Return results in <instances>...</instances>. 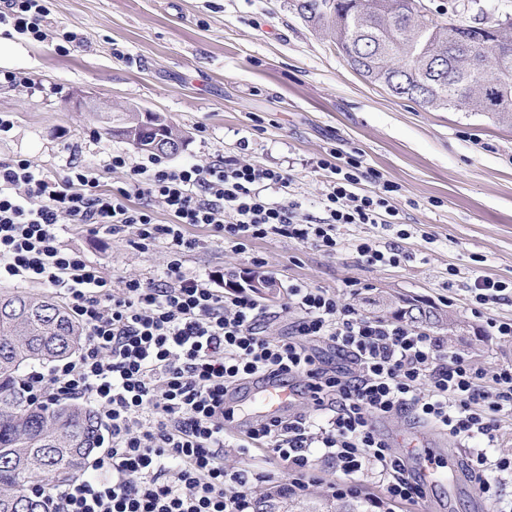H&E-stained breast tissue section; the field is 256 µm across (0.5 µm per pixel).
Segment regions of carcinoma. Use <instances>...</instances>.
<instances>
[{"label":"carcinoma","instance_id":"cac0c4a2","mask_svg":"<svg viewBox=\"0 0 512 512\" xmlns=\"http://www.w3.org/2000/svg\"><path fill=\"white\" fill-rule=\"evenodd\" d=\"M324 2L295 0L294 7L312 29L344 44L349 65L370 81L427 110L454 108L512 127V91L500 95L494 77L459 65L481 55L483 44L512 46V14L497 21L502 30L496 34L451 17L445 24L424 19L416 0H363L357 16L348 0L325 16ZM141 116L108 115L103 130L124 140L113 125L128 126ZM408 318L429 327L442 323L431 306ZM84 336V326L54 298L0 289V512H45L44 500L31 488L57 486L84 471L102 445L103 429L92 408L35 406L20 384L25 370L71 357Z\"/></svg>","mask_w":512,"mask_h":512}]
</instances>
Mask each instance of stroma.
I'll list each match as a JSON object with an SVG mask.
<instances>
[{
  "label": "stroma",
  "instance_id": "1",
  "mask_svg": "<svg viewBox=\"0 0 512 512\" xmlns=\"http://www.w3.org/2000/svg\"><path fill=\"white\" fill-rule=\"evenodd\" d=\"M49 25L77 32L82 45L65 56L52 41L18 36L22 52L9 68L35 84L0 83V114L13 123L0 136V161L22 155L55 177L70 161L88 162L103 189L119 186L124 174L108 168L111 153L126 152L134 162L143 153L102 132L94 113L78 111L81 95L115 114L135 107L165 116L186 136L184 149L167 158L172 165L230 156L290 168L295 199L315 217L323 214L326 182L316 161L332 149L358 155L363 170L399 185L394 198L405 237L346 224L338 230L346 245L333 255L280 236L238 251L210 228L190 226L194 246L184 254V272L231 279L262 258L258 268L277 285V301L267 307L271 336L287 335L294 319L285 308L289 283L343 300L354 282L362 313L391 320L403 299H417L447 313V325L432 333L449 350L490 371L512 365V338L493 336L487 326L491 318L512 319V298L489 301L476 316L471 290L479 276L512 285V128L455 109L426 111L366 80L334 39L311 31L291 0H52ZM64 237L116 280L157 278L166 265L163 245L143 254L77 226ZM364 241L383 251L399 247L407 258L397 266L368 263L355 250ZM377 428L395 450L410 436L443 456L467 454L443 432L412 427L404 414L380 419ZM224 463L265 472L266 482L253 489L257 498L287 478L261 447L225 449ZM484 505L460 471L454 488H433L396 512H482Z\"/></svg>",
  "mask_w": 512,
  "mask_h": 512
}]
</instances>
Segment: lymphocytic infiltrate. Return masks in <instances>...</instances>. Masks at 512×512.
<instances>
[{
  "label": "lymphocytic infiltrate",
  "mask_w": 512,
  "mask_h": 512,
  "mask_svg": "<svg viewBox=\"0 0 512 512\" xmlns=\"http://www.w3.org/2000/svg\"><path fill=\"white\" fill-rule=\"evenodd\" d=\"M48 4L0 0V24L45 41ZM109 165L126 178L107 192L87 165H71L57 179L21 155L0 162V283L52 288L86 330L72 359L27 373L28 395L40 404L93 403L111 438L95 461L100 478L37 487L49 512H255L252 489L265 475L224 466L226 447L253 443L287 469L282 490L291 495L308 487L315 448L343 475L327 485L333 497L357 496L355 476L374 468L383 494L371 500V512H391L425 494L375 425L401 413L466 447L482 497L498 503V512H512L499 480L512 477V454L493 452L501 417L512 414L511 365L487 373L418 327L365 315L329 290L299 282L286 290L292 330L273 338L264 333L267 313L258 299L182 269L193 246L184 232L189 224L210 227L240 250L276 235L336 254L340 225L398 223L395 183L377 176L373 189L362 188L360 160L330 152L316 163L330 175L326 216L316 220L295 202L264 196L267 188L289 190L285 168L223 157L180 167L156 155L133 163L122 151ZM158 203L170 223L156 221ZM69 222L125 239L143 254L166 244L163 277L113 281L64 244ZM314 341L331 345L340 366L328 367L311 349ZM282 373L312 413L268 420L233 440L230 393L254 376Z\"/></svg>",
  "instance_id": "1"
}]
</instances>
